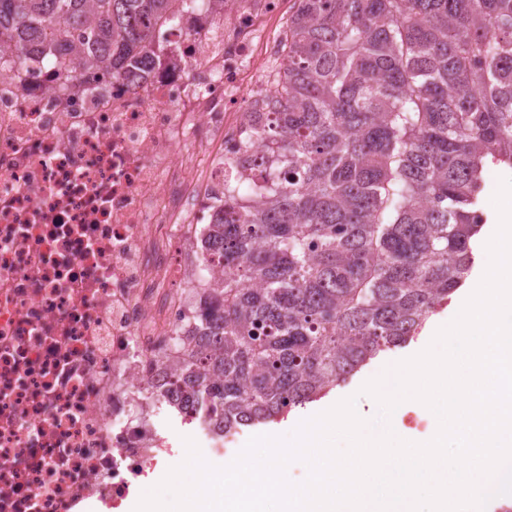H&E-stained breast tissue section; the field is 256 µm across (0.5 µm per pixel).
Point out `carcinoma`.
Wrapping results in <instances>:
<instances>
[{
  "mask_svg": "<svg viewBox=\"0 0 512 512\" xmlns=\"http://www.w3.org/2000/svg\"><path fill=\"white\" fill-rule=\"evenodd\" d=\"M224 0H0V50L73 78L154 63L160 29ZM260 185L224 184V263L154 402L224 431L326 396L414 340L470 275L488 163L512 167V0H295Z\"/></svg>",
  "mask_w": 512,
  "mask_h": 512,
  "instance_id": "cac0c4a2",
  "label": "carcinoma"
}]
</instances>
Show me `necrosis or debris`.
<instances>
[{
  "label": "necrosis or debris",
  "mask_w": 512,
  "mask_h": 512,
  "mask_svg": "<svg viewBox=\"0 0 512 512\" xmlns=\"http://www.w3.org/2000/svg\"><path fill=\"white\" fill-rule=\"evenodd\" d=\"M285 4L182 13L145 79L0 55V512H120L181 456L153 395L175 380L224 173L261 177Z\"/></svg>",
  "instance_id": "1"
}]
</instances>
